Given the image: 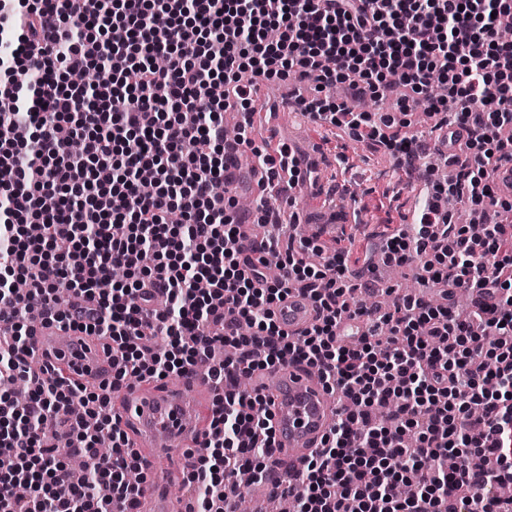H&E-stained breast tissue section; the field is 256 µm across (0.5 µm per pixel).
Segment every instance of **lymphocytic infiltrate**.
I'll use <instances>...</instances> for the list:
<instances>
[{
  "label": "lymphocytic infiltrate",
  "mask_w": 512,
  "mask_h": 512,
  "mask_svg": "<svg viewBox=\"0 0 512 512\" xmlns=\"http://www.w3.org/2000/svg\"><path fill=\"white\" fill-rule=\"evenodd\" d=\"M511 18L512 0H0V98L13 102L0 112V512H140L128 475L141 458L112 395L201 364L222 392L184 486L191 512H224L243 493L238 472L262 478L276 452L269 400L236 377L290 361L316 369L341 402L297 475L294 512H512L501 493L512 483V224L484 221L512 211L493 181L512 162L498 135L512 126V42L499 36ZM90 68L94 89L67 83ZM247 72L314 84L302 115L397 159L417 151L409 121L353 101L400 83V113L422 95L444 142L466 128L455 178L428 180L416 224L381 244L386 261L415 264L436 301L366 306L341 253L303 262L310 238L283 248L264 237L245 255L249 228L280 221L213 191L250 142ZM340 85L346 98L329 96ZM230 109L246 119L228 140ZM456 199L477 223H456ZM175 211L182 223H169ZM115 268L126 280L101 290ZM19 279L45 320L111 342L110 381L30 367ZM294 290L318 309L296 336L275 320ZM99 483L110 500L94 494Z\"/></svg>",
  "instance_id": "f902f5d3"
}]
</instances>
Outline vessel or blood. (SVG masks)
<instances>
[{"label": "vessel or blood", "mask_w": 512, "mask_h": 512, "mask_svg": "<svg viewBox=\"0 0 512 512\" xmlns=\"http://www.w3.org/2000/svg\"><path fill=\"white\" fill-rule=\"evenodd\" d=\"M288 149L298 163L292 189L304 226L317 232L354 223V204L337 209L335 194L324 183L307 177L308 168L316 163L311 145L296 138L289 142ZM316 315L312 301L297 292L290 293L275 311L280 327L291 334L309 327ZM33 336L35 358L62 366L67 378L82 382L111 378L112 370L100 348L81 352L80 332L56 322L39 323ZM253 383L256 389L271 391L276 456L280 461L274 480L264 479L255 485L253 503L258 506L270 495L274 483L287 482L319 447L334 419L336 405L318 375L303 365L290 363L258 371ZM210 397L207 376L195 371L183 375L175 388L155 394L133 389L115 397V411L134 448L145 451L140 512H185L184 506L167 492L183 464V451L175 443L205 431L202 417Z\"/></svg>", "instance_id": "obj_1"}]
</instances>
